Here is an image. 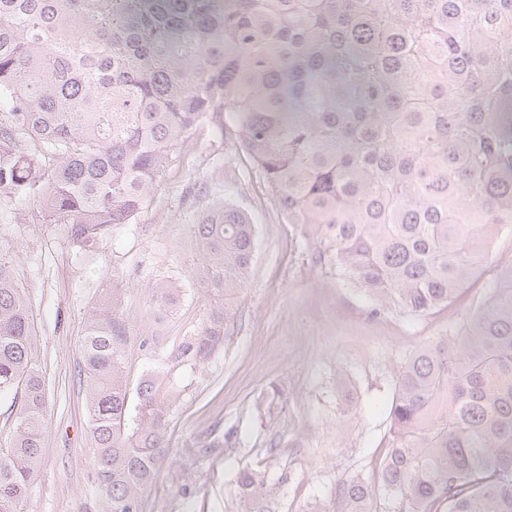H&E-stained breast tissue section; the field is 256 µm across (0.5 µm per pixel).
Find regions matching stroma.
Wrapping results in <instances>:
<instances>
[{"label":"stroma","instance_id":"stroma-1","mask_svg":"<svg viewBox=\"0 0 512 512\" xmlns=\"http://www.w3.org/2000/svg\"><path fill=\"white\" fill-rule=\"evenodd\" d=\"M209 196L252 216L251 279L229 303L223 346L204 364L179 363V346L222 305L189 279L188 226ZM0 259L29 297L47 385L44 452L22 512H108L93 469L79 339L88 312L115 283L133 333L130 382L170 381L169 435L182 456L178 466H163L142 512H238L235 476L245 467L278 484L277 512H339V485L379 473L407 357L455 335L462 311L484 301L498 263L512 260V235L495 239L461 305L424 318L395 308L372 316L370 300L316 261L299 228L286 222L230 126L208 124L161 174L138 223L113 228L91 249L74 244L65 225L47 223L38 200L0 188ZM159 279L176 287V302L156 343L145 347L139 333L160 314L149 296Z\"/></svg>","mask_w":512,"mask_h":512}]
</instances>
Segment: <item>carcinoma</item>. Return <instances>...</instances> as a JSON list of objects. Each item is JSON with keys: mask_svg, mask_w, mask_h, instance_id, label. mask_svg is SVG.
Returning <instances> with one entry per match:
<instances>
[{"mask_svg": "<svg viewBox=\"0 0 512 512\" xmlns=\"http://www.w3.org/2000/svg\"><path fill=\"white\" fill-rule=\"evenodd\" d=\"M229 118L288 223L374 301L448 307L512 224V0H0V187L37 197L91 248L135 224L173 153ZM189 236L192 278L224 299L250 277L255 224L213 199ZM174 289L152 285L169 310ZM225 310L183 362L224 343ZM121 289L86 319L93 469L110 512H141L172 459L170 396L130 387ZM25 289L0 260V396L22 392L0 448V512H21L43 453L45 380ZM240 512H274L276 485L242 468ZM346 512H512V262L460 333L398 376L377 481Z\"/></svg>", "mask_w": 512, "mask_h": 512, "instance_id": "cac0c4a2", "label": "carcinoma"}]
</instances>
